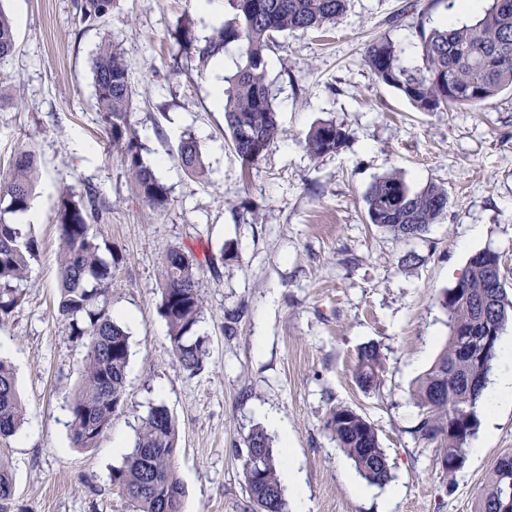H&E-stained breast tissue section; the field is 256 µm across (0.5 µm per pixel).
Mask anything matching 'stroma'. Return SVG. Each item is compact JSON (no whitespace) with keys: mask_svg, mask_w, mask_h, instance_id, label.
<instances>
[{"mask_svg":"<svg viewBox=\"0 0 512 512\" xmlns=\"http://www.w3.org/2000/svg\"><path fill=\"white\" fill-rule=\"evenodd\" d=\"M116 0L98 25H80L76 0H0L16 34L0 60V169L18 152L39 162L31 231L40 243L20 304L0 317V359L11 366L25 420L0 437L14 493L0 512H133L110 480L132 448L141 416L164 405L178 429L177 472L184 512H247L243 458L253 427L276 415L274 447L288 445L301 477V512H475L494 461L512 454V401L499 402L493 431L478 427L464 466L447 478L439 445L413 433L415 385L448 339L441 296L475 253L501 257L512 293V90L480 108L420 112L379 83L364 47L390 37L409 46L415 25H438L444 0H348L326 34H282L268 55L267 80L282 134L254 169L224 138L215 91L239 61L236 49L196 69L173 32L196 18V38L230 17L227 0ZM123 52L133 88L129 122L142 155L170 189L158 211L140 199L120 152L92 109L93 61L102 41ZM349 137L310 157L308 131L323 120ZM193 137L206 172L175 162ZM399 171L412 189L442 185L443 217L423 238L395 239L367 222L365 194ZM94 187L103 203L90 232L111 253V309L130 334L126 404L98 444L71 442L68 405L82 380L86 349L58 312L60 197ZM172 246L204 266L202 370L183 369L159 313L161 257ZM414 264H404L407 252ZM238 314L233 335L227 316ZM379 345L376 388L354 378L359 348ZM346 405L372 422L392 479L367 485L326 423ZM122 448H115V441Z\"/></svg>","mask_w":512,"mask_h":512,"instance_id":"obj_1","label":"stroma"}]
</instances>
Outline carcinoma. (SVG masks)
Wrapping results in <instances>:
<instances>
[{
    "instance_id": "carcinoma-1",
    "label": "carcinoma",
    "mask_w": 512,
    "mask_h": 512,
    "mask_svg": "<svg viewBox=\"0 0 512 512\" xmlns=\"http://www.w3.org/2000/svg\"><path fill=\"white\" fill-rule=\"evenodd\" d=\"M115 0H77L79 22L94 25L109 14ZM233 16L200 41L193 22L177 31L189 45L197 65L207 66L218 54L234 47L241 58L236 70L224 77L222 100L225 136L248 165L263 158L277 140L281 127L267 84V51L277 36L288 31L319 30L336 22L347 0H229ZM419 64L406 59V47L388 37L368 44L364 58L375 79L397 90L420 112H436L451 105L479 106L512 88V0H487V6L470 21L426 27L419 21ZM13 24L0 13V59L11 55ZM95 112L112 142L120 148L134 189L146 204L163 210L169 187L145 163L141 145L129 123L132 96L129 66L112 43L104 41L93 64ZM349 134L333 119L313 126L305 148L313 157L334 153ZM188 175L205 172L197 142L185 138L176 158ZM38 170L36 155L18 153L0 173V205L4 212H26ZM368 221L399 240L420 239L444 214L448 192L429 183L412 190L396 171L372 183L365 196ZM103 206L95 194H65L57 205V229L63 249L60 267L59 314L68 321L70 336L86 348L82 381L69 405L73 445L92 448L108 430L112 416L124 407L130 336L112 316V262L90 234ZM39 253L35 236L22 225L0 216V315L10 313L22 296L21 282ZM501 256L491 250L474 254L464 275L440 300L448 314V341L435 363L422 376L414 396L420 408L415 434L440 442V461L448 478L463 467L465 444L479 425L477 405L498 355L500 335L512 322V297L506 292ZM162 302L159 312L168 326L174 356L191 372L202 369L206 355L204 337L196 334L203 314L200 268L180 248L165 251L160 269ZM383 362L373 343L359 348L355 379L373 388ZM24 421L22 404L12 369L0 360V437H10ZM327 427L339 448L353 461L368 483L383 486L391 467L373 423L346 405L334 407ZM178 432L163 405L141 418L133 448L123 464L112 470V484L129 498L134 512H183L184 487L177 476ZM260 465H249L252 457ZM279 453L269 435L253 428L246 439L243 472L253 512H288V501L278 478ZM10 468L0 459V501L13 495ZM512 498V454L498 457L484 478L476 512H502Z\"/></svg>"
}]
</instances>
